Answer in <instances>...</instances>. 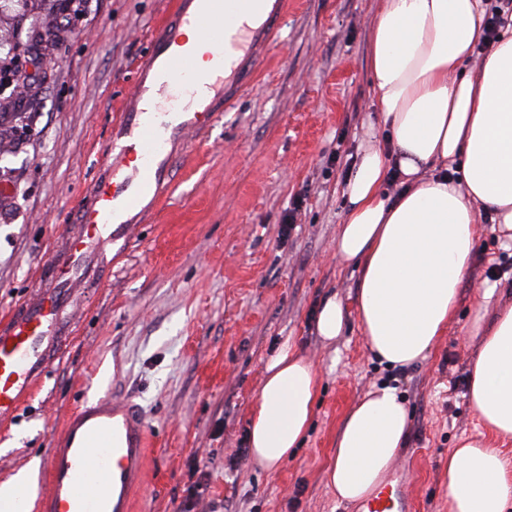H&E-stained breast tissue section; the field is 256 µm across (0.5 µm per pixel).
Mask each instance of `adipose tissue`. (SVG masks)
Returning a JSON list of instances; mask_svg holds the SVG:
<instances>
[{
  "label": "adipose tissue",
  "instance_id": "adipose-tissue-1",
  "mask_svg": "<svg viewBox=\"0 0 512 512\" xmlns=\"http://www.w3.org/2000/svg\"><path fill=\"white\" fill-rule=\"evenodd\" d=\"M485 0H378L370 22L372 91L391 131L368 143L349 181L336 256L360 267L357 318L375 358L393 367L425 361L455 317L478 227L490 219L512 244V36L476 72L461 65L483 34ZM401 191L383 196L389 171ZM484 289L470 333L468 400L496 437L512 439V304L490 311ZM320 374L291 347L267 362L248 421L255 463L273 470L300 448L314 416ZM408 411L396 388L374 387L336 432L326 481L357 503L403 448ZM37 462L0 484V512H30ZM448 512H512V462L482 439H460L442 473Z\"/></svg>",
  "mask_w": 512,
  "mask_h": 512
}]
</instances>
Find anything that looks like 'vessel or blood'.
<instances>
[{
	"label": "vessel or blood",
	"mask_w": 512,
	"mask_h": 512,
	"mask_svg": "<svg viewBox=\"0 0 512 512\" xmlns=\"http://www.w3.org/2000/svg\"><path fill=\"white\" fill-rule=\"evenodd\" d=\"M237 1L255 18L241 30L225 23ZM289 7V0H171L112 122L87 201L74 215L77 231L52 254L40 286L0 315L1 424L38 396L69 342L77 288L155 214L169 194L175 159L254 82ZM189 28L211 46L210 67H199L185 38ZM149 457V432L132 399L106 396L81 406L45 452L47 487L38 512H136ZM408 509L407 483L397 480L378 487L362 512Z\"/></svg>",
	"instance_id": "1"
}]
</instances>
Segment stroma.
Returning a JSON list of instances; mask_svg holds the SVG:
<instances>
[{
  "instance_id": "obj_1",
  "label": "stroma",
  "mask_w": 512,
  "mask_h": 512,
  "mask_svg": "<svg viewBox=\"0 0 512 512\" xmlns=\"http://www.w3.org/2000/svg\"><path fill=\"white\" fill-rule=\"evenodd\" d=\"M171 0H9L0 67L25 65V94L0 141V313L28 294L68 232L151 30ZM375 0H294L257 82L174 165L172 190L125 255L91 286L75 335L39 396L0 429V483L43 458L74 408L111 395L143 410L155 453L137 512H359L325 472L336 431L371 388L396 387L409 415L386 474L416 512H448V453L483 428L467 398L484 289L512 302V250L483 222L448 330L429 358L388 369L356 317L360 271L336 259L346 187L365 143L388 140L368 67ZM341 301L325 345L320 306ZM290 345L320 370L301 448L276 470L247 445L267 361ZM345 321L341 303L336 298L328 299L320 308L316 318L318 336L331 343L342 336Z\"/></svg>"
}]
</instances>
